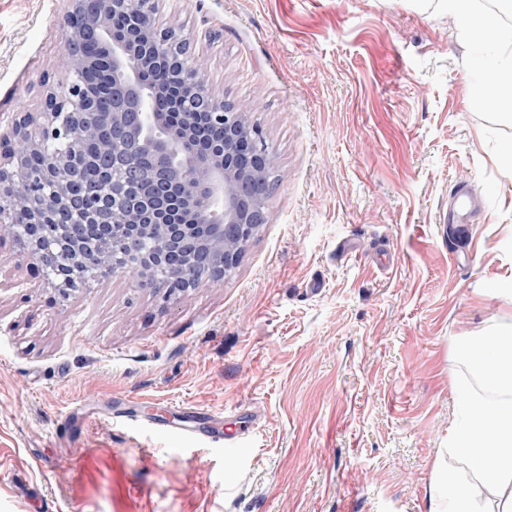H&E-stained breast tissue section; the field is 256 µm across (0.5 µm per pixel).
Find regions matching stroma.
I'll use <instances>...</instances> for the list:
<instances>
[{
	"mask_svg": "<svg viewBox=\"0 0 512 512\" xmlns=\"http://www.w3.org/2000/svg\"><path fill=\"white\" fill-rule=\"evenodd\" d=\"M62 0H0V119L61 81ZM275 157L222 283L63 299L0 240V512H428L455 339L512 324V118L435 0H159ZM469 179L471 235L441 221ZM218 411L223 441L165 431ZM93 422L59 436L72 407Z\"/></svg>",
	"mask_w": 512,
	"mask_h": 512,
	"instance_id": "35a3bbf8",
	"label": "stroma"
}]
</instances>
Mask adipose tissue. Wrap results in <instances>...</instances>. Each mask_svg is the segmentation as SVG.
Here are the masks:
<instances>
[{"mask_svg": "<svg viewBox=\"0 0 512 512\" xmlns=\"http://www.w3.org/2000/svg\"><path fill=\"white\" fill-rule=\"evenodd\" d=\"M459 34L477 42L488 61L486 76L474 89L477 100L512 109V26L503 24L484 0H439Z\"/></svg>", "mask_w": 512, "mask_h": 512, "instance_id": "1", "label": "adipose tissue"}]
</instances>
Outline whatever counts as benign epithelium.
Wrapping results in <instances>:
<instances>
[{
  "instance_id": "7a95c632",
  "label": "benign epithelium",
  "mask_w": 512,
  "mask_h": 512,
  "mask_svg": "<svg viewBox=\"0 0 512 512\" xmlns=\"http://www.w3.org/2000/svg\"><path fill=\"white\" fill-rule=\"evenodd\" d=\"M67 80L42 84L38 110L0 131V234L40 265L66 299L92 280L132 272L163 300L202 282L219 283L258 225L267 223L257 172L270 163L263 131L247 109L218 97L201 79L162 91L146 76L155 62L177 70L187 57L172 50L186 37L156 21V0H63ZM129 25L113 27L115 15ZM107 47L112 109L93 111L81 74L85 56L72 47L88 37ZM222 132L201 143L200 117ZM111 164V182L80 201L69 196L70 155L88 142ZM45 156L53 176L26 167ZM27 212L15 225L14 214Z\"/></svg>"
}]
</instances>
